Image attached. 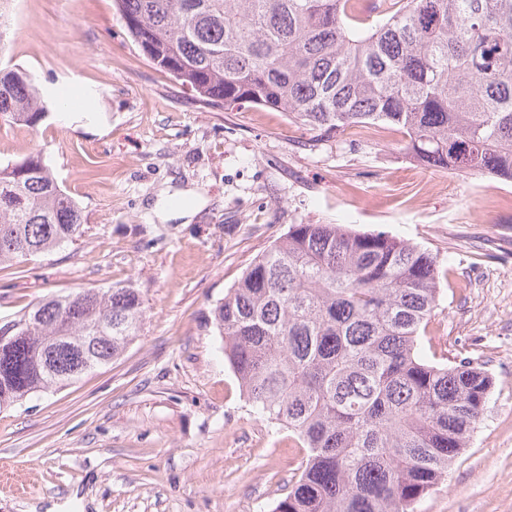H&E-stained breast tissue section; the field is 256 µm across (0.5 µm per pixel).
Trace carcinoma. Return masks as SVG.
Returning a JSON list of instances; mask_svg holds the SVG:
<instances>
[{"label": "carcinoma", "instance_id": "carcinoma-1", "mask_svg": "<svg viewBox=\"0 0 512 512\" xmlns=\"http://www.w3.org/2000/svg\"><path fill=\"white\" fill-rule=\"evenodd\" d=\"M144 56L202 104L286 112L320 136L399 131L424 166L512 182V0H115ZM33 77L0 68V120L35 126ZM40 155L0 164V264L84 234ZM447 276L384 231L292 224L217 302L220 350L258 418L305 455L275 512H414L445 479L493 385L424 338ZM0 341V407L66 386L139 334L131 285L54 296Z\"/></svg>", "mask_w": 512, "mask_h": 512}]
</instances>
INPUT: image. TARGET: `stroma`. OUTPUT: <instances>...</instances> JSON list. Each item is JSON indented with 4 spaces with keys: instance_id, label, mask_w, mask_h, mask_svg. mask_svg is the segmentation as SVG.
I'll list each match as a JSON object with an SVG mask.
<instances>
[{
    "instance_id": "35a3bbf8",
    "label": "stroma",
    "mask_w": 512,
    "mask_h": 512,
    "mask_svg": "<svg viewBox=\"0 0 512 512\" xmlns=\"http://www.w3.org/2000/svg\"><path fill=\"white\" fill-rule=\"evenodd\" d=\"M0 67L49 103L0 123V163L42 155L85 233L0 267V319L133 285L136 339L76 382L0 410V512H273L304 454L259 419L212 309L293 224L386 231L448 268L437 353L493 377L490 408L416 512H512V183L427 168L401 133L323 139L286 113L203 106L129 37L113 0H10ZM75 87L86 107L61 109Z\"/></svg>"
}]
</instances>
